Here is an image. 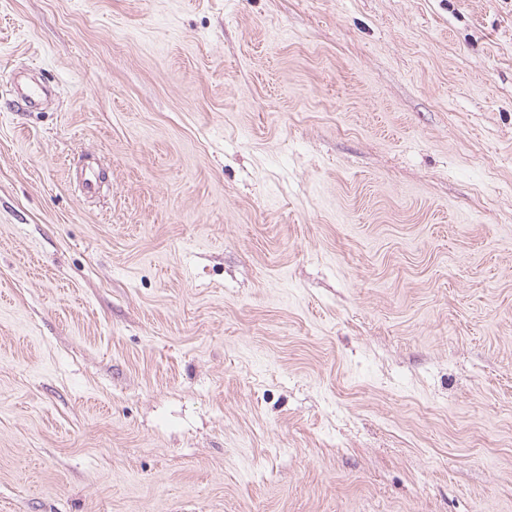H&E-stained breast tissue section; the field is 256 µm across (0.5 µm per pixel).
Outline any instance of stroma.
I'll return each mask as SVG.
<instances>
[{
    "label": "stroma",
    "mask_w": 512,
    "mask_h": 512,
    "mask_svg": "<svg viewBox=\"0 0 512 512\" xmlns=\"http://www.w3.org/2000/svg\"><path fill=\"white\" fill-rule=\"evenodd\" d=\"M0 512H512V0H0ZM15 86L21 97L17 103H23L28 108H35L42 95L49 90V86L44 84H22L20 74L16 77Z\"/></svg>",
    "instance_id": "1"
}]
</instances>
